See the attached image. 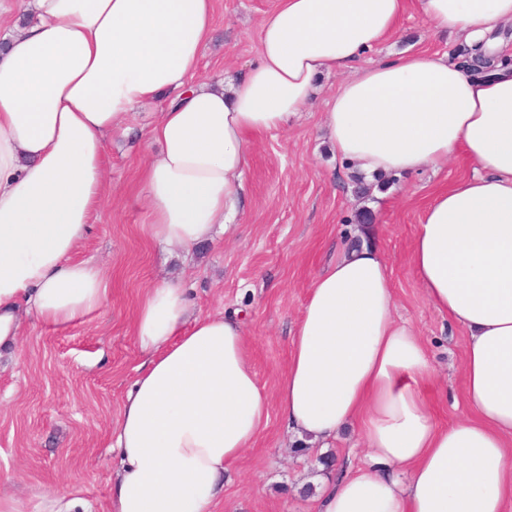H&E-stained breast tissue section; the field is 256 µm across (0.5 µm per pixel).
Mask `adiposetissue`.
Listing matches in <instances>:
<instances>
[{"mask_svg":"<svg viewBox=\"0 0 512 512\" xmlns=\"http://www.w3.org/2000/svg\"><path fill=\"white\" fill-rule=\"evenodd\" d=\"M417 7L493 61L490 76L426 53L359 67L405 0H278L258 61L232 84L194 79L214 0H0V358L11 362L28 319L63 327L107 305L101 268L73 255L108 195V139L158 98L140 170L148 233L184 251L234 223L251 137L286 129L330 72L349 77L325 134L358 175L457 156L471 169L436 192L409 255L429 304L467 333L455 422L436 419L434 368L395 316L377 242L315 278L273 399L241 320L197 313L180 281L162 280L130 323L142 360L112 437V512H212L273 406L308 442L353 428L368 452L321 489L320 512H512V66L494 39L512 0ZM87 510L63 491L0 496V512Z\"/></svg>","mask_w":512,"mask_h":512,"instance_id":"1","label":"adipose tissue"}]
</instances>
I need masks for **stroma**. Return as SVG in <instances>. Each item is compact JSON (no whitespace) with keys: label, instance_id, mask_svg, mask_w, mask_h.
I'll list each match as a JSON object with an SVG mask.
<instances>
[{"label":"stroma","instance_id":"1","mask_svg":"<svg viewBox=\"0 0 512 512\" xmlns=\"http://www.w3.org/2000/svg\"><path fill=\"white\" fill-rule=\"evenodd\" d=\"M276 2L214 0L213 34L197 79L235 80L256 62L260 24ZM463 48L457 36L429 25L416 0H406L395 32L362 63L374 65L407 50L454 59ZM342 79L325 75L316 98L287 129L253 136L236 224L189 254L152 241L144 231L150 214L138 176L163 100L144 105L113 132L106 156L111 197L94 213L74 255L103 268L109 303L66 327L28 320L19 363L0 367V493L34 497L75 486L91 512H110L112 433L141 360L130 320L144 290L159 280L181 277L200 312L239 316L246 356L260 385L275 395L315 277L365 240L372 225L388 260L396 315L414 326L436 371L437 421L447 425L461 414L467 333L428 303L409 253L426 205L469 169L453 159L437 172L380 178L359 195L357 175L337 159L323 127ZM363 461L355 431L318 450L299 442L278 408H271L252 447L225 474L224 495L213 512H318L320 487L341 466Z\"/></svg>","mask_w":512,"mask_h":512}]
</instances>
